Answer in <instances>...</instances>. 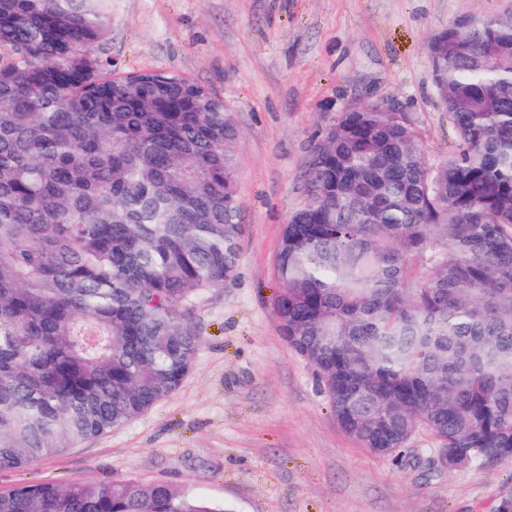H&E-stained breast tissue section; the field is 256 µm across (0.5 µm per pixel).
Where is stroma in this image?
<instances>
[{"mask_svg":"<svg viewBox=\"0 0 512 512\" xmlns=\"http://www.w3.org/2000/svg\"><path fill=\"white\" fill-rule=\"evenodd\" d=\"M507 12L512 0H112L99 54L122 72L176 71L213 89L240 130L236 276L190 298L200 347L174 394L62 455L0 473V487L136 478L229 512H495L512 489V459L436 475L429 433L396 459L360 447L278 331L272 298L283 226L304 203L309 151L337 110L401 108L432 154L451 150L427 43L460 15Z\"/></svg>","mask_w":512,"mask_h":512,"instance_id":"obj_1","label":"stroma"}]
</instances>
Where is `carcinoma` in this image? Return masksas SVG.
Wrapping results in <instances>:
<instances>
[{
    "label": "carcinoma",
    "instance_id": "cac0c4a2",
    "mask_svg": "<svg viewBox=\"0 0 512 512\" xmlns=\"http://www.w3.org/2000/svg\"><path fill=\"white\" fill-rule=\"evenodd\" d=\"M112 0H0V470L172 395L200 346L186 307L233 279L240 132L175 71L95 46ZM456 135L340 112L312 146L274 260L277 327L336 421L393 455L420 431L466 467L512 457V13L428 43ZM0 512H229L186 488L20 482Z\"/></svg>",
    "mask_w": 512,
    "mask_h": 512
}]
</instances>
